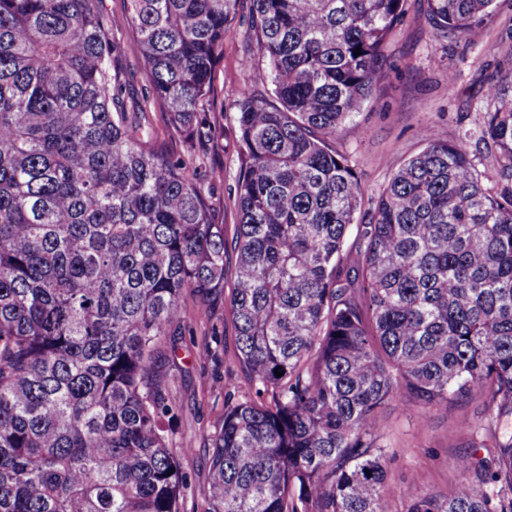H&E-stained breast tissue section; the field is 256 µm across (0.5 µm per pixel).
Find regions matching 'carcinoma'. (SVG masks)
<instances>
[{
	"label": "carcinoma",
	"instance_id": "obj_1",
	"mask_svg": "<svg viewBox=\"0 0 512 512\" xmlns=\"http://www.w3.org/2000/svg\"><path fill=\"white\" fill-rule=\"evenodd\" d=\"M128 2L166 122L191 131L241 0ZM248 2L268 89L234 104L228 239L128 111L102 0H0V512H182L161 347L188 293L228 305L254 389L211 437L208 512H391L384 408L474 395L459 426L496 458L460 457L442 498L405 487L407 512H512V73L483 86L496 191L425 129L364 210L331 141L373 104L406 0ZM494 2L426 19L468 38Z\"/></svg>",
	"mask_w": 512,
	"mask_h": 512
}]
</instances>
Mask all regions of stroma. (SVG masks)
<instances>
[{
	"label": "stroma",
	"instance_id": "35a3bbf8",
	"mask_svg": "<svg viewBox=\"0 0 512 512\" xmlns=\"http://www.w3.org/2000/svg\"><path fill=\"white\" fill-rule=\"evenodd\" d=\"M102 13L117 28L123 51L114 67L124 87L128 109L160 112L136 37L124 24L126 0H102ZM407 13L386 48L388 63L377 90L378 100L365 107L356 125H344L336 148L348 160L366 198H377L392 174L420 152V133L434 128L442 137L464 140L478 169L493 173L483 117L488 102L479 83L512 72L501 46L512 45V0H497L495 11L478 37L470 41L438 39L426 20V0H407ZM249 21L240 16L224 40V57L215 74V103L209 106L203 132L177 131L156 120L150 137L157 150L196 166L215 223L233 234L238 220L236 185L241 141L233 110L244 93L262 92L258 64L250 57ZM193 311L182 336L168 351L176 368L168 385L180 407L172 424L178 446L186 448L180 465L188 479L183 512H207L203 489L208 481L210 437L224 418L227 394L244 397L251 389L235 362L234 328L227 308L216 305ZM477 400L434 412L413 400L392 401L383 411L385 443L390 450L388 480L397 489L392 512H407L399 491L414 484L434 495L447 494L461 478L457 462L471 436L459 427L472 416Z\"/></svg>",
	"mask_w": 512,
	"mask_h": 512
}]
</instances>
